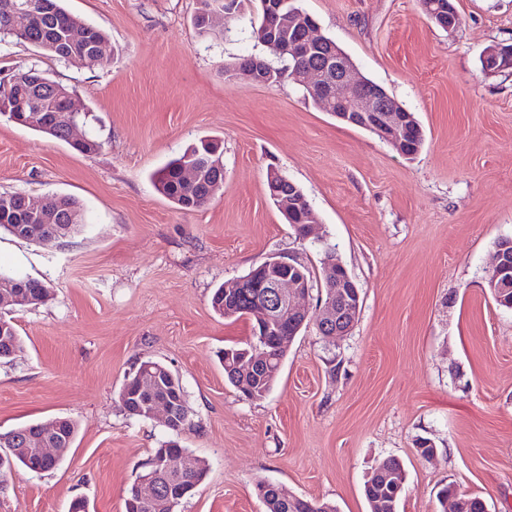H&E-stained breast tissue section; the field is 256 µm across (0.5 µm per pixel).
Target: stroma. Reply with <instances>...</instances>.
Listing matches in <instances>:
<instances>
[{"label": "stroma", "mask_w": 512, "mask_h": 512, "mask_svg": "<svg viewBox=\"0 0 512 512\" xmlns=\"http://www.w3.org/2000/svg\"><path fill=\"white\" fill-rule=\"evenodd\" d=\"M459 27L434 26L420 0H301L361 76L413 112L424 146L399 155L318 110L290 75L255 83L226 64L264 55L257 0L224 25L192 24L197 0H65L108 37L88 70L28 43L0 42V77L36 68L75 88L102 140L84 155L0 115V193L75 198L85 224L63 240L0 233V273L40 280L50 299L14 309L23 348L0 361V432L74 419L52 470L15 468L0 512H125L142 463L171 431L127 416L118 393L135 366H167L193 426L176 435L208 471L176 512H266L258 482L369 512L363 484L400 459L399 512H439L447 485L512 512V309L487 287L496 244L512 238V70L483 71L512 44V0H452ZM220 146L224 186L178 208L152 175L200 140ZM276 170L318 222L299 239L266 193ZM334 248L361 291L359 317L332 342L308 323L265 399H245L219 354L253 340L211 296L272 255L320 278ZM429 439L432 459L418 439ZM504 49H508L510 52L512 46H503ZM510 52L501 51V48L497 46H491L486 49L483 54L482 64L485 71H501L512 67V60Z\"/></svg>", "instance_id": "35a3bbf8"}]
</instances>
